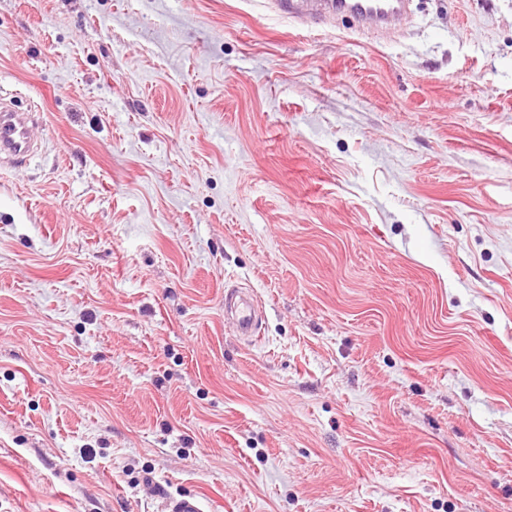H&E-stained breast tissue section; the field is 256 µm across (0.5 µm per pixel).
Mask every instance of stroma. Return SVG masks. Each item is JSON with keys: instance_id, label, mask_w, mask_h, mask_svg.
<instances>
[{"instance_id": "35a3bbf8", "label": "stroma", "mask_w": 512, "mask_h": 512, "mask_svg": "<svg viewBox=\"0 0 512 512\" xmlns=\"http://www.w3.org/2000/svg\"><path fill=\"white\" fill-rule=\"evenodd\" d=\"M0 99V512H512V0H0ZM409 0H275L288 18L306 22L349 19L358 29H391L406 13ZM33 113L18 112L0 100V157L19 165L38 146L32 136ZM224 309L228 323L242 337L254 335L261 310L258 303L247 297L239 288H228L224 291Z\"/></svg>"}]
</instances>
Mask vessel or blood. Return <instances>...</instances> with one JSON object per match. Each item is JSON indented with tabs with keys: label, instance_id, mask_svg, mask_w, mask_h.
<instances>
[{
	"label": "vessel or blood",
	"instance_id": "obj_1",
	"mask_svg": "<svg viewBox=\"0 0 512 512\" xmlns=\"http://www.w3.org/2000/svg\"><path fill=\"white\" fill-rule=\"evenodd\" d=\"M289 17L306 22L331 17L351 20L357 28L391 29L406 13L409 0H275ZM33 115L0 101V157L19 165L37 149L32 136ZM230 325L242 337H252L261 317L258 303L240 289L224 292Z\"/></svg>",
	"mask_w": 512,
	"mask_h": 512
}]
</instances>
